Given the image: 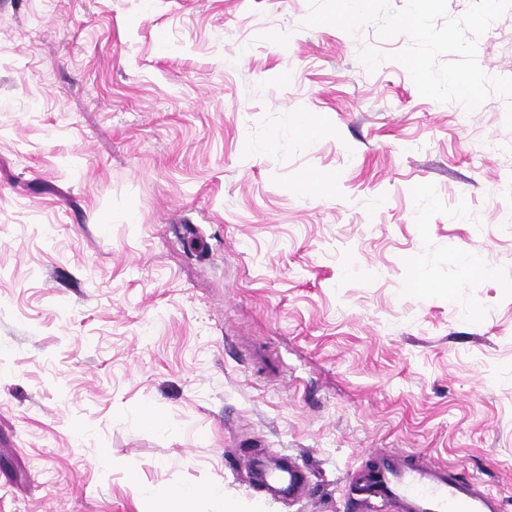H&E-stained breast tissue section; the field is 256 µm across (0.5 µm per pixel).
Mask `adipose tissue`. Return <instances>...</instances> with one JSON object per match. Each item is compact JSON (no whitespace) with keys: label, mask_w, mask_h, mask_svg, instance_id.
Masks as SVG:
<instances>
[{"label":"adipose tissue","mask_w":512,"mask_h":512,"mask_svg":"<svg viewBox=\"0 0 512 512\" xmlns=\"http://www.w3.org/2000/svg\"><path fill=\"white\" fill-rule=\"evenodd\" d=\"M132 488L150 503L149 512H196L198 499L206 498L217 506V512H243L235 501L226 499L224 490L218 485H181L157 490L141 483L136 472H129Z\"/></svg>","instance_id":"ef3b65f1"}]
</instances>
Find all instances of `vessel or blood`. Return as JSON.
<instances>
[{"mask_svg": "<svg viewBox=\"0 0 512 512\" xmlns=\"http://www.w3.org/2000/svg\"><path fill=\"white\" fill-rule=\"evenodd\" d=\"M351 482L375 512H503L496 493L460 479L452 468L387 448L374 449ZM258 483L299 497L306 491L305 470L292 460L287 470L269 473Z\"/></svg>", "mask_w": 512, "mask_h": 512, "instance_id": "obj_1", "label": "vessel or blood"}]
</instances>
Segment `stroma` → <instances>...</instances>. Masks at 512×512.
<instances>
[{
  "mask_svg": "<svg viewBox=\"0 0 512 512\" xmlns=\"http://www.w3.org/2000/svg\"><path fill=\"white\" fill-rule=\"evenodd\" d=\"M309 11L0 0V512H146L131 470L244 512H362L375 448L512 512L507 102L422 97L358 58L405 37ZM477 60L512 76V10ZM288 455L301 499L252 484Z\"/></svg>",
  "mask_w": 512,
  "mask_h": 512,
  "instance_id": "stroma-1",
  "label": "stroma"
}]
</instances>
